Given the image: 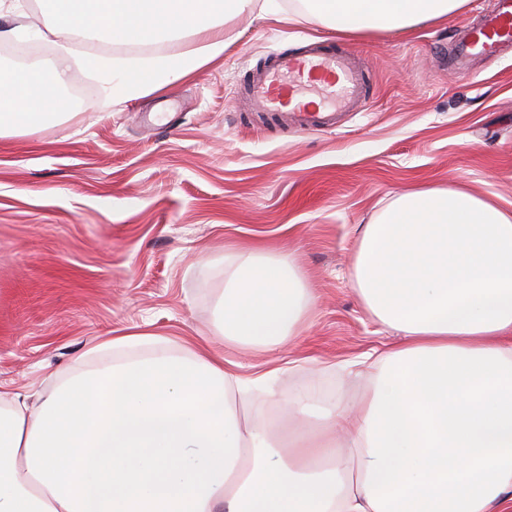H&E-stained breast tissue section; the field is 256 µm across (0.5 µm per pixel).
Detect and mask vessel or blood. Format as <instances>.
Instances as JSON below:
<instances>
[{
    "label": "vessel or blood",
    "mask_w": 512,
    "mask_h": 512,
    "mask_svg": "<svg viewBox=\"0 0 512 512\" xmlns=\"http://www.w3.org/2000/svg\"><path fill=\"white\" fill-rule=\"evenodd\" d=\"M511 45L512 0H484L477 23L467 25L458 39L449 67L458 73L468 71L472 58L494 61ZM294 76L324 87L320 108L312 110L299 101L300 90L290 82ZM365 93L356 62L347 54L320 46L279 55L271 68L253 75L247 89L254 111L301 131L334 124L337 113L351 111Z\"/></svg>",
    "instance_id": "obj_1"
}]
</instances>
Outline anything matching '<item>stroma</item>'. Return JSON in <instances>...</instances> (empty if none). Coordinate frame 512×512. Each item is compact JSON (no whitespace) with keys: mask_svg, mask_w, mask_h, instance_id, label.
I'll list each match as a JSON object with an SVG mask.
<instances>
[{"mask_svg":"<svg viewBox=\"0 0 512 512\" xmlns=\"http://www.w3.org/2000/svg\"><path fill=\"white\" fill-rule=\"evenodd\" d=\"M479 0L403 36L339 35L317 22L224 16L147 45L38 38L82 92L59 121L0 137V386L47 393L98 360L110 336L208 344L243 376L270 356L224 341V255L290 256L315 301L277 359L274 389L361 400L347 363L398 342L354 283L358 229L400 192L464 186L512 211V49L453 73L456 29ZM227 39L220 56L143 96L106 97L96 57L125 71ZM319 38L358 58L369 92L335 129L281 130L244 88Z\"/></svg>","mask_w":512,"mask_h":512,"instance_id":"stroma-1","label":"stroma"}]
</instances>
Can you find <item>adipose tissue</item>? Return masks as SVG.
I'll use <instances>...</instances> for the list:
<instances>
[{
	"mask_svg": "<svg viewBox=\"0 0 512 512\" xmlns=\"http://www.w3.org/2000/svg\"><path fill=\"white\" fill-rule=\"evenodd\" d=\"M297 16L339 33L403 34L468 0H297ZM41 26L66 39L97 31L150 42L211 28L227 13L278 15L276 0H41ZM223 42L164 59L151 80L104 67L112 94L154 91L219 56ZM65 71L4 78L0 135L58 120ZM225 339L275 354L314 301L291 258L263 249L224 258ZM355 284L401 342L372 363L356 403L280 399L305 429L243 420L244 378L203 349L128 350L29 401L0 389V512H506L512 501V213L459 188L398 194L363 225ZM348 439L338 444L337 430Z\"/></svg>",
	"mask_w": 512,
	"mask_h": 512,
	"instance_id": "ef3b65f1",
	"label": "adipose tissue"
}]
</instances>
